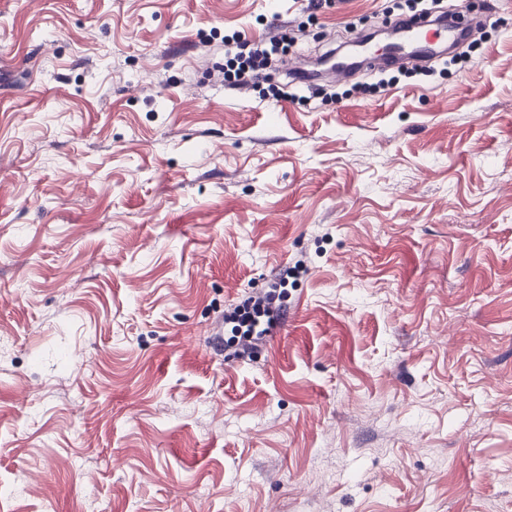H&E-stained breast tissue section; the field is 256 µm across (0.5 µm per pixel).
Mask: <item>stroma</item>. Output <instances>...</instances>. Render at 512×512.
I'll list each match as a JSON object with an SVG mask.
<instances>
[{
	"label": "stroma",
	"instance_id": "1",
	"mask_svg": "<svg viewBox=\"0 0 512 512\" xmlns=\"http://www.w3.org/2000/svg\"><path fill=\"white\" fill-rule=\"evenodd\" d=\"M446 2L308 86L420 0H0V512H512V0ZM425 23L423 20H417L400 23V26L410 32L414 41L425 42L426 44H432L435 38L440 37L442 33L446 35V39L455 41L461 36L460 25L432 29V24ZM224 42L227 45H230L231 43L235 44V47L239 50L236 52L234 56L235 58L230 60V69L228 68V65L226 66L228 70H225L224 78L228 80H232V75L235 81L239 80L242 77L244 78L246 72L255 70L256 62L259 57H263L267 64L271 59L270 51L265 48H259L258 44L255 42L251 43V40H248L245 37V34L242 38L241 32H233L230 37L228 36L224 38ZM246 50H248L247 53L245 52ZM234 60L237 61L236 69H233ZM267 305L264 308H261L262 301H258L254 308L253 313L251 314L249 311H246L244 314H241V309H237L234 311L233 315H231V319L236 320L239 324L234 326V331L236 334L241 335V338L244 341H250L253 336L257 338H261L265 336L268 332V327H262L259 318L261 316H266L267 325L269 326L274 317L273 314H279L281 307L276 310L272 309L271 304L275 300V296L269 294L267 296Z\"/></svg>",
	"mask_w": 512,
	"mask_h": 512
}]
</instances>
